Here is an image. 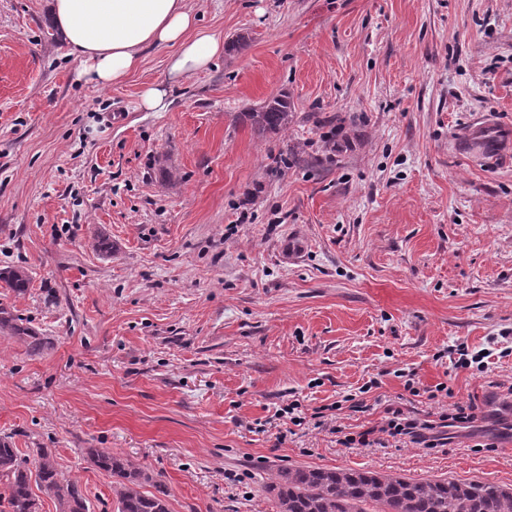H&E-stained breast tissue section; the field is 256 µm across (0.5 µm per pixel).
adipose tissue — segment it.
<instances>
[{"instance_id":"obj_1","label":"adipose tissue","mask_w":512,"mask_h":512,"mask_svg":"<svg viewBox=\"0 0 512 512\" xmlns=\"http://www.w3.org/2000/svg\"><path fill=\"white\" fill-rule=\"evenodd\" d=\"M50 13L70 55L83 62V76L101 87L138 69L148 48H170L166 81L140 94L138 106L147 112L166 111L170 82L224 54L223 39L199 30L186 0H52Z\"/></svg>"}]
</instances>
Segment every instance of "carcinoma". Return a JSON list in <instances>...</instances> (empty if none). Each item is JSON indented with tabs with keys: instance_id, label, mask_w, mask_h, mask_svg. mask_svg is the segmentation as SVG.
Returning <instances> with one entry per match:
<instances>
[{
	"instance_id": "1",
	"label": "carcinoma",
	"mask_w": 512,
	"mask_h": 512,
	"mask_svg": "<svg viewBox=\"0 0 512 512\" xmlns=\"http://www.w3.org/2000/svg\"><path fill=\"white\" fill-rule=\"evenodd\" d=\"M245 120L260 134L285 133L294 112L288 97H273L244 113ZM0 281L14 291L28 287V275L17 269L0 271ZM28 340L30 352L42 354L50 342L17 323L8 309L0 308V332ZM89 462L109 473L117 489L118 512H170L167 485L123 458L103 448H90ZM35 470L26 467L19 451L0 441V481L7 489L9 512H39L32 491L37 486L57 503L58 512H89L79 486L63 479L49 448L36 449ZM153 490L141 491L144 484ZM281 512H365L363 504L379 506L377 512H512V489L492 483L456 480L404 479L380 476L358 469L298 467L280 472L278 482L267 486Z\"/></svg>"
}]
</instances>
